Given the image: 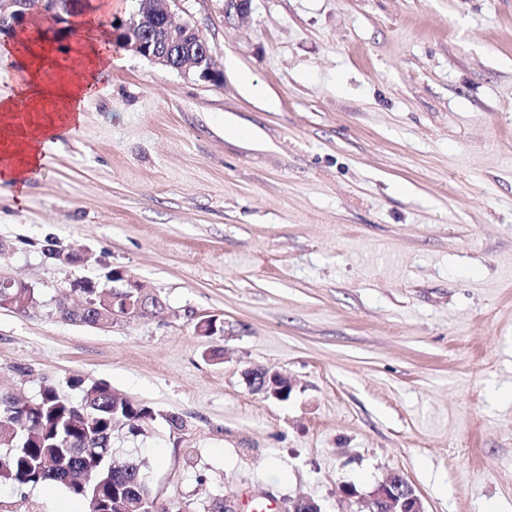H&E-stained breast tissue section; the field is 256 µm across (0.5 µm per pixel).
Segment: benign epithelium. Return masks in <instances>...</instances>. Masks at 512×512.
I'll use <instances>...</instances> for the list:
<instances>
[{
    "label": "benign epithelium",
    "instance_id": "1",
    "mask_svg": "<svg viewBox=\"0 0 512 512\" xmlns=\"http://www.w3.org/2000/svg\"><path fill=\"white\" fill-rule=\"evenodd\" d=\"M73 0H0V29L17 31L30 25L42 15H51L56 23L65 25L69 19ZM179 0H139L140 8L128 21L113 29L122 35V48L165 68L193 72L199 78L215 82L220 73L214 63L210 45L199 29L189 23L175 22L169 5ZM251 0H225L224 16L242 19L250 11ZM112 310L100 312L97 326L109 327L118 321L142 318L149 313L152 296L143 293L140 285L124 273L112 274ZM251 386L276 399L291 388L284 376L276 371L261 369L258 376L250 377ZM368 512L380 505L389 507V512H427L415 487L400 473L389 474L364 500Z\"/></svg>",
    "mask_w": 512,
    "mask_h": 512
}]
</instances>
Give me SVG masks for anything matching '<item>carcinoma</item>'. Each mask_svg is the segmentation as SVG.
Segmentation results:
<instances>
[{
	"label": "carcinoma",
	"mask_w": 512,
	"mask_h": 512,
	"mask_svg": "<svg viewBox=\"0 0 512 512\" xmlns=\"http://www.w3.org/2000/svg\"><path fill=\"white\" fill-rule=\"evenodd\" d=\"M75 290L86 304L76 321L91 326L104 302V287L81 279ZM35 301V291L27 285L0 288V305L19 311ZM67 384L79 391V399L63 397L57 386L47 381L30 404L0 393V485L54 483L72 499L89 505L91 496L84 482L95 471L101 488L116 491L108 512H128L129 494L152 496L147 474L153 468L139 453L121 463L114 460V426L120 422L127 433L136 436L139 425L155 416L154 408L123 400L114 413L116 399L106 383L72 378Z\"/></svg>",
	"instance_id": "cac0c4a2"
}]
</instances>
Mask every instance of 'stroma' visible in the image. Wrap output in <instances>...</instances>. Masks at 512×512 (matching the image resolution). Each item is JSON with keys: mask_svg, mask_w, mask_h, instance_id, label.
Returning <instances> with one entry per match:
<instances>
[{"mask_svg": "<svg viewBox=\"0 0 512 512\" xmlns=\"http://www.w3.org/2000/svg\"><path fill=\"white\" fill-rule=\"evenodd\" d=\"M173 14L218 82L120 50L25 193L0 183V272L37 297L0 307V392L80 377L153 407L150 433L113 445L145 450L170 512L248 494L358 512L393 472L427 512H512V0ZM97 35H56L47 74ZM115 268L162 307L60 315L75 279ZM206 316L223 335L198 334ZM264 368L288 400L249 385ZM80 508L0 488V512Z\"/></svg>", "mask_w": 512, "mask_h": 512, "instance_id": "1", "label": "stroma"}]
</instances>
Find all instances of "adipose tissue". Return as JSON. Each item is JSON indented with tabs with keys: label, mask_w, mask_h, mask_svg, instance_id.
<instances>
[{
	"label": "adipose tissue",
	"mask_w": 512,
	"mask_h": 512,
	"mask_svg": "<svg viewBox=\"0 0 512 512\" xmlns=\"http://www.w3.org/2000/svg\"><path fill=\"white\" fill-rule=\"evenodd\" d=\"M46 47H33L22 34L0 42V67L20 65L14 83L0 89V183L25 186L38 172L54 140L75 132L82 108L111 68L112 53L102 40L86 42L73 60L78 79L50 78Z\"/></svg>",
	"instance_id": "adipose-tissue-1"
}]
</instances>
